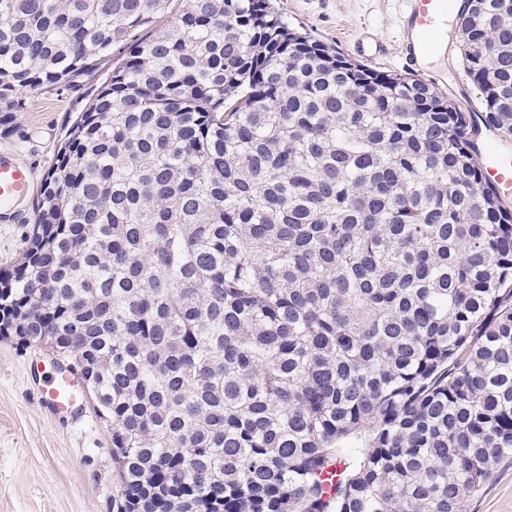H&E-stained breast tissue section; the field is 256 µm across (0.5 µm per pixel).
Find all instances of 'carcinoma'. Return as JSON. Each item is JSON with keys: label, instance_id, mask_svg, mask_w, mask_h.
I'll return each instance as SVG.
<instances>
[{"label": "carcinoma", "instance_id": "carcinoma-1", "mask_svg": "<svg viewBox=\"0 0 512 512\" xmlns=\"http://www.w3.org/2000/svg\"><path fill=\"white\" fill-rule=\"evenodd\" d=\"M169 2L0 0L3 131L123 48L0 269V336L83 366L112 512H469L512 463V210L464 108L268 0L146 34ZM456 18L512 139V0Z\"/></svg>", "mask_w": 512, "mask_h": 512}]
</instances>
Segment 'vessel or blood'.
Here are the masks:
<instances>
[{
	"label": "vessel or blood",
	"instance_id": "vessel-or-blood-1",
	"mask_svg": "<svg viewBox=\"0 0 512 512\" xmlns=\"http://www.w3.org/2000/svg\"><path fill=\"white\" fill-rule=\"evenodd\" d=\"M409 8L403 19L402 54L414 69H422L423 58L440 48L436 33L438 20L454 12L453 0H408ZM476 146L482 157L485 182L503 199L512 198V152L502 150L491 129L477 133ZM32 179L27 163L10 150H0V220L13 222L18 218V206L31 193ZM42 399L52 412L78 418L83 413L86 396L79 376L70 371L56 370L42 393Z\"/></svg>",
	"mask_w": 512,
	"mask_h": 512
}]
</instances>
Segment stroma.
I'll return each instance as SVG.
<instances>
[{
  "label": "stroma",
  "mask_w": 512,
  "mask_h": 512,
  "mask_svg": "<svg viewBox=\"0 0 512 512\" xmlns=\"http://www.w3.org/2000/svg\"><path fill=\"white\" fill-rule=\"evenodd\" d=\"M293 27L334 46L378 71L408 72L399 52L400 15L405 0H271ZM387 48L371 55L372 42ZM445 60L433 63L440 90L453 98L471 97L457 29L448 33ZM117 54L97 57L90 71L43 88L28 99L12 132L0 136V150H16L42 181L54 163L56 146L76 113L111 73ZM53 370L41 348H24L0 337V512H112L111 430L86 407L82 417L55 415L41 401ZM470 512H512V465L470 503Z\"/></svg>",
  "instance_id": "1"
}]
</instances>
